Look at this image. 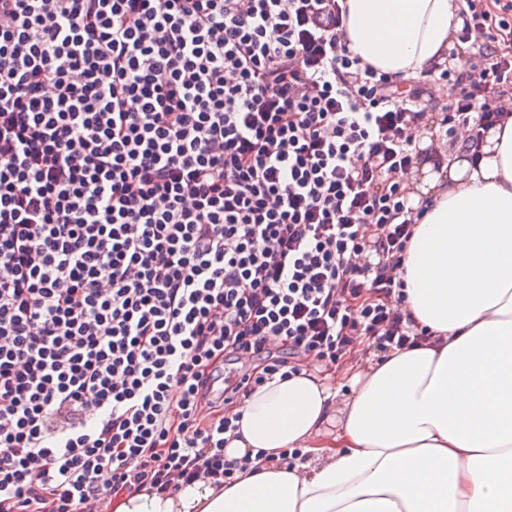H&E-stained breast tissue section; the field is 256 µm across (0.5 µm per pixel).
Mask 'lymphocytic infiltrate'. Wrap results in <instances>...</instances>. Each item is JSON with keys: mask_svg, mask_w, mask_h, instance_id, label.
Returning a JSON list of instances; mask_svg holds the SVG:
<instances>
[{"mask_svg": "<svg viewBox=\"0 0 512 512\" xmlns=\"http://www.w3.org/2000/svg\"><path fill=\"white\" fill-rule=\"evenodd\" d=\"M440 127L512 116V0ZM338 0H0V512L233 483L225 406L276 374L411 347L399 174L423 83L341 40Z\"/></svg>", "mask_w": 512, "mask_h": 512, "instance_id": "f902f5d3", "label": "lymphocytic infiltrate"}]
</instances>
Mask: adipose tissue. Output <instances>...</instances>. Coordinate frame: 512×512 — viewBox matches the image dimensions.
Returning <instances> with one entry per match:
<instances>
[{"instance_id":"adipose-tissue-1","label":"adipose tissue","mask_w":512,"mask_h":512,"mask_svg":"<svg viewBox=\"0 0 512 512\" xmlns=\"http://www.w3.org/2000/svg\"><path fill=\"white\" fill-rule=\"evenodd\" d=\"M364 63L426 79L446 61L456 0H343ZM424 209L403 259L402 309L429 337L339 372L302 369L238 409L230 485L124 490L110 512H512V117L472 160L408 175ZM302 449L292 463L284 451Z\"/></svg>"}]
</instances>
